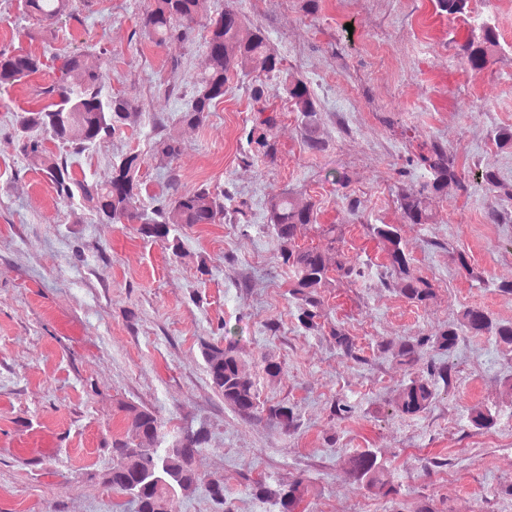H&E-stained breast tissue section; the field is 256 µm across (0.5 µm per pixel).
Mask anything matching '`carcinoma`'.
Instances as JSON below:
<instances>
[{"mask_svg": "<svg viewBox=\"0 0 512 512\" xmlns=\"http://www.w3.org/2000/svg\"><path fill=\"white\" fill-rule=\"evenodd\" d=\"M70 0H23L25 13L35 18L39 33L52 32V20L62 15ZM437 7L448 16L463 15L468 0H436ZM200 0H150L143 17L144 30L159 45L185 42L198 24ZM207 48L209 67L193 77L195 96L180 119L189 126H199L217 101L224 98L226 85L235 77L249 78L250 99L254 118L246 134L250 157L273 162L278 153L275 128L277 112L268 110L265 83L260 77L280 80L287 99L301 118L303 139L307 149L321 152L326 142L318 133L319 109L307 82L290 76L281 68V59L270 45L265 31L248 26L240 12L224 8L209 20ZM500 49L498 34L489 22L476 18L469 37L459 45L461 61L472 70L485 66ZM55 78L41 94L50 102L23 111L16 118L18 134L25 139L24 149L32 163L53 183L57 195L65 200L79 199L91 207L103 224H133L139 237L147 243L161 244L176 258L181 257L177 232L187 226L215 224L226 217L224 193L207 185L193 190H180L177 178L170 177V194L157 200L151 212L140 207L143 181L141 159L136 153L112 160V177L99 184L87 178L78 179L68 164L47 154L44 140L31 136L41 132L52 139L69 143L79 152L88 146L113 137L137 123L140 106L123 94H103L109 79L107 50L55 58ZM44 66L42 57L32 52L0 54V88L12 87ZM183 143L173 137L156 142L155 157L170 165L183 151ZM408 163L424 172V181L399 188L396 202L405 224H432L434 216L427 199L448 183L463 189L456 160L448 149L433 143L427 151H419ZM474 184L498 193L501 201H512V186L498 181L496 174L485 172L474 178ZM266 230L278 245L282 265L288 268L289 293L296 300V320L307 331H319L316 322L324 303V294L335 287V275L347 279L366 277V270L336 242L340 232L335 224L320 226L327 238L326 248L299 244L302 229L317 222L313 201L301 202L292 192L283 190L268 197ZM371 235L385 257V268L398 281V292L407 302L419 307L433 298L432 284L414 269L400 235L392 224H373ZM329 336L336 347L350 355L354 341L344 328L334 325ZM468 336H491L505 352L512 355V322L501 323L481 307L462 309L454 322L429 334L402 337L380 346V352L396 364L414 368L423 362L428 351L441 356L452 354ZM206 373L212 388L224 399V406L245 421L273 422L285 433L295 429L294 408L284 405L264 406L260 401V376L274 378L281 363L267 354L261 357L262 375L242 368L238 342L224 336V344L201 342ZM449 368L433 363L402 385L393 401L400 417L413 418L426 412L438 396L440 384H448ZM130 425L123 439L112 441V466L103 474V484L112 491L129 497L135 512H176L178 492L205 483L214 512H235L233 501L224 491V475L207 478L194 467L195 456L207 443L205 427L177 429L167 426L155 412L127 405ZM469 423L476 429H490L498 422V412L487 406L467 408ZM346 470L367 492L387 496L393 490V477L385 462L369 448L345 459ZM250 493L276 512H297L308 493L305 479L298 478L286 489H273L267 479L249 484Z\"/></svg>", "mask_w": 512, "mask_h": 512, "instance_id": "obj_1", "label": "carcinoma"}]
</instances>
